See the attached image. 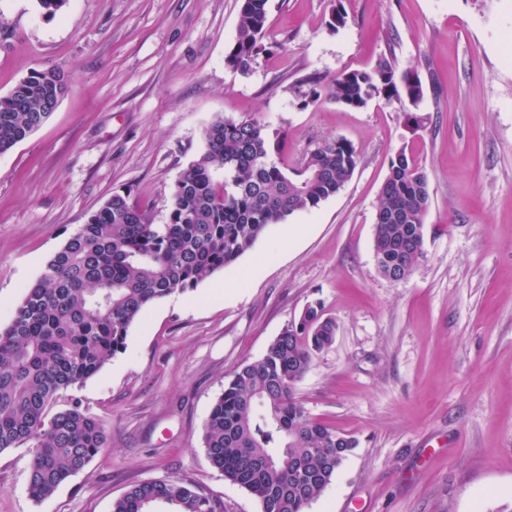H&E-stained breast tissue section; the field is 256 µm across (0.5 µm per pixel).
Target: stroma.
Segmentation results:
<instances>
[{
  "mask_svg": "<svg viewBox=\"0 0 512 512\" xmlns=\"http://www.w3.org/2000/svg\"><path fill=\"white\" fill-rule=\"evenodd\" d=\"M270 0L265 52L224 64L240 0H0V95L35 70L70 88L51 119L0 154V329L51 255L115 193L168 221L182 170L215 115L286 134L274 160L343 138L359 161L338 194L273 224L195 288L146 307L125 348L74 386L109 433L80 473L41 501L26 448L0 454V512H112L133 483L188 480L224 512L258 502L203 448L216 398L304 309L336 323L295 396L357 446L308 512H512V0ZM393 55L432 77L419 106L301 107L291 84ZM418 111L423 128L405 115ZM406 148L428 176L424 256L384 277L373 239L388 161ZM262 261L253 282L243 269Z\"/></svg>",
  "mask_w": 512,
  "mask_h": 512,
  "instance_id": "35a3bbf8",
  "label": "stroma"
}]
</instances>
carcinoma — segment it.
I'll return each instance as SVG.
<instances>
[{"instance_id": "obj_1", "label": "carcinoma", "mask_w": 512, "mask_h": 512, "mask_svg": "<svg viewBox=\"0 0 512 512\" xmlns=\"http://www.w3.org/2000/svg\"><path fill=\"white\" fill-rule=\"evenodd\" d=\"M234 45L225 64L251 71L263 51L269 0H240ZM68 89L56 69L34 71L0 95V154L40 128ZM307 103L321 92L363 108L381 98L425 96L418 73L382 57L368 70L340 73L329 84L307 75L289 86ZM205 149L180 174L169 221L151 224L129 195L115 193L50 257L44 272L0 329V453L21 446L31 456L28 491L51 496L107 447L101 422L61 394L96 375L125 348L132 323L149 304L195 287L250 250L271 224L336 195L358 163L345 139L306 151L284 170L270 159L284 138L271 139L255 119L217 115ZM223 178H218V175ZM430 204L428 177L401 148L389 159L374 232L380 271L406 279L423 254ZM336 324L310 304L265 355L237 369L204 426L210 464L260 504L261 512H307L331 484L356 441L312 419L295 398L313 355L330 346ZM224 512V502L196 485L150 480L131 485L112 512Z\"/></svg>"}]
</instances>
